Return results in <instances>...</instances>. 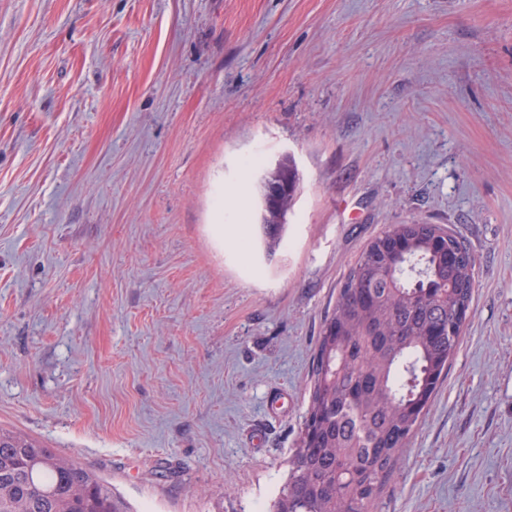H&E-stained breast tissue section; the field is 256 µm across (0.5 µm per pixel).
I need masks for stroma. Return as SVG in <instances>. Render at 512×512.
Returning a JSON list of instances; mask_svg holds the SVG:
<instances>
[{
  "label": "stroma",
  "mask_w": 512,
  "mask_h": 512,
  "mask_svg": "<svg viewBox=\"0 0 512 512\" xmlns=\"http://www.w3.org/2000/svg\"><path fill=\"white\" fill-rule=\"evenodd\" d=\"M257 150L303 175L270 257ZM415 221L475 292L375 512H512V0H0V426L129 512H267L341 281Z\"/></svg>",
  "instance_id": "35a3bbf8"
}]
</instances>
